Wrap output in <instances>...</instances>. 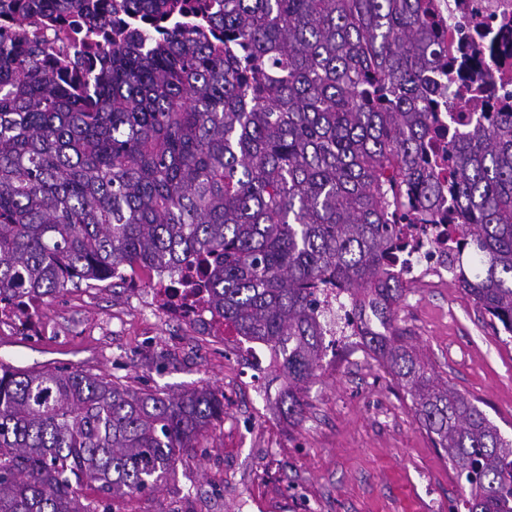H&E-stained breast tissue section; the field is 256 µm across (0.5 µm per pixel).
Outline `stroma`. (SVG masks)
<instances>
[{
    "label": "stroma",
    "mask_w": 512,
    "mask_h": 512,
    "mask_svg": "<svg viewBox=\"0 0 512 512\" xmlns=\"http://www.w3.org/2000/svg\"><path fill=\"white\" fill-rule=\"evenodd\" d=\"M157 286V275L139 268L46 299L31 332L0 317V362L13 367L223 393V417L177 455L175 480L115 501V512H466L450 463L388 368L325 351L304 417L294 420L275 372L261 375V392L239 386L219 338L165 312ZM395 325L439 381L476 400L512 439V340L455 281L406 284Z\"/></svg>",
    "instance_id": "obj_1"
}]
</instances>
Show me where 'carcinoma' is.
I'll return each mask as SVG.
<instances>
[{
  "instance_id": "1",
  "label": "carcinoma",
  "mask_w": 512,
  "mask_h": 512,
  "mask_svg": "<svg viewBox=\"0 0 512 512\" xmlns=\"http://www.w3.org/2000/svg\"><path fill=\"white\" fill-rule=\"evenodd\" d=\"M62 24L75 53L41 40ZM447 30L430 0H0V305L193 265L210 316L281 359L300 420L317 290L340 288L389 329L371 350L468 512H512V441L404 343L403 285L385 280L396 225L453 220L475 259L455 281L512 337V107L448 131L443 181L428 152L457 107ZM222 414L209 388L1 362L0 512H112Z\"/></svg>"
}]
</instances>
